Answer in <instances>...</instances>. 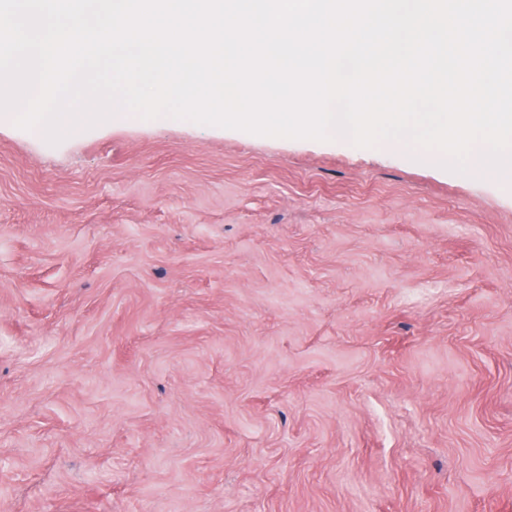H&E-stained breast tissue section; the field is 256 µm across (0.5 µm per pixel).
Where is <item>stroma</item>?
I'll return each instance as SVG.
<instances>
[{
  "instance_id": "obj_1",
  "label": "stroma",
  "mask_w": 512,
  "mask_h": 512,
  "mask_svg": "<svg viewBox=\"0 0 512 512\" xmlns=\"http://www.w3.org/2000/svg\"><path fill=\"white\" fill-rule=\"evenodd\" d=\"M0 112V512H512V182Z\"/></svg>"
}]
</instances>
